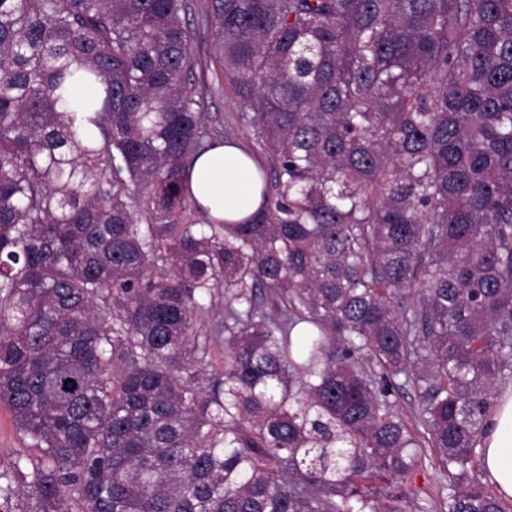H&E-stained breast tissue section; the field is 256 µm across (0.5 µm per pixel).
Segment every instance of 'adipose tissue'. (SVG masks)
Returning a JSON list of instances; mask_svg holds the SVG:
<instances>
[{
    "mask_svg": "<svg viewBox=\"0 0 512 512\" xmlns=\"http://www.w3.org/2000/svg\"><path fill=\"white\" fill-rule=\"evenodd\" d=\"M188 191L210 218L230 224L256 215L262 202L257 166L233 140L213 145L195 158ZM480 446L488 481L498 495L512 497V383L500 387Z\"/></svg>",
    "mask_w": 512,
    "mask_h": 512,
    "instance_id": "obj_1",
    "label": "adipose tissue"
}]
</instances>
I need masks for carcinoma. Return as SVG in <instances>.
Masks as SVG:
<instances>
[{
	"instance_id": "obj_1",
	"label": "carcinoma",
	"mask_w": 512,
	"mask_h": 512,
	"mask_svg": "<svg viewBox=\"0 0 512 512\" xmlns=\"http://www.w3.org/2000/svg\"><path fill=\"white\" fill-rule=\"evenodd\" d=\"M186 11L0 0V402L39 450L0 512H409L427 448L439 512H512L478 447L512 377V0H211L274 167L238 224L186 217L223 138ZM411 483L413 488L419 491V498L431 500V498L427 496V494H429L434 499L433 502L439 507L442 497L445 496L448 491L442 489L445 480L443 477V468L437 454L430 455L428 452V454L425 455L422 464L413 473Z\"/></svg>"
}]
</instances>
